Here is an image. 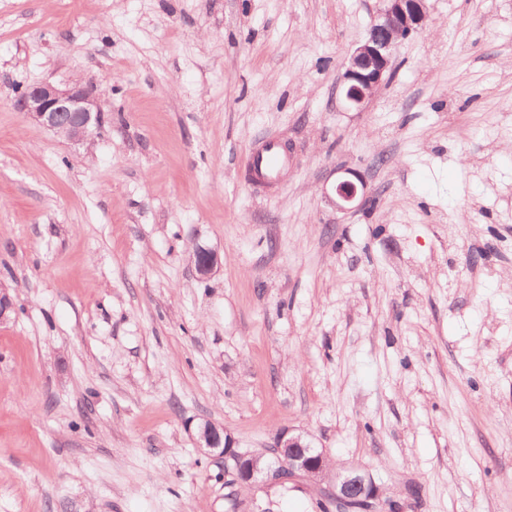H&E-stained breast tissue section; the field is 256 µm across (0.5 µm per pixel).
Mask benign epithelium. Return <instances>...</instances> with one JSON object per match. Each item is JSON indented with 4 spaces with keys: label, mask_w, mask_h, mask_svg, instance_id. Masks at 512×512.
Listing matches in <instances>:
<instances>
[{
    "label": "benign epithelium",
    "mask_w": 512,
    "mask_h": 512,
    "mask_svg": "<svg viewBox=\"0 0 512 512\" xmlns=\"http://www.w3.org/2000/svg\"><path fill=\"white\" fill-rule=\"evenodd\" d=\"M383 2L384 8L372 23L368 37L346 58L341 94L349 106L357 109L384 84L399 45L423 30L428 19L427 0ZM14 106L31 126L87 147L105 125L95 91L78 79L63 86L50 82L28 84L16 95ZM333 190L336 209L344 213L362 207L370 198L366 184L359 178H341ZM192 260L203 279L219 264L218 253L204 246L194 247ZM198 448L205 453L218 448L224 458L234 461V481L239 485L250 486L260 476L272 484L294 478L320 480L329 469L325 456L311 448L300 434L283 433L278 437L275 448L285 461L280 472L261 463L259 456L239 451L231 438L210 422L198 429ZM326 494L342 508L354 502L382 501L374 483L355 468L336 474V481L328 484Z\"/></svg>",
    "instance_id": "7a95c632"
}]
</instances>
